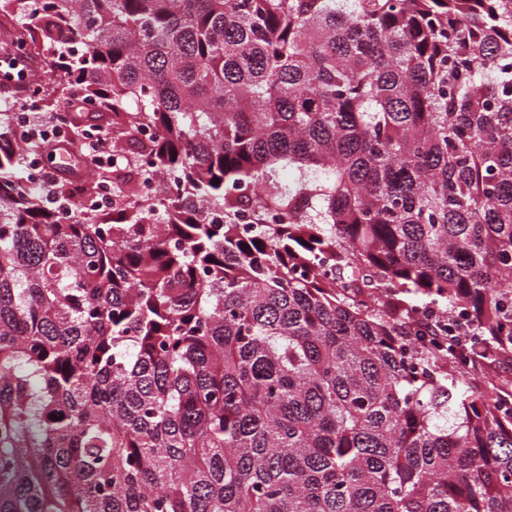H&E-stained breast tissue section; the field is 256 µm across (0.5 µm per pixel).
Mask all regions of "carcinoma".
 Masks as SVG:
<instances>
[{"mask_svg":"<svg viewBox=\"0 0 512 512\" xmlns=\"http://www.w3.org/2000/svg\"><path fill=\"white\" fill-rule=\"evenodd\" d=\"M0 18L126 157L64 217L0 109V512H512V0ZM113 199L112 185L102 183L97 186L95 191L90 195L76 201L79 209H106L110 206ZM75 204V205H76Z\"/></svg>","mask_w":512,"mask_h":512,"instance_id":"carcinoma-1","label":"carcinoma"}]
</instances>
